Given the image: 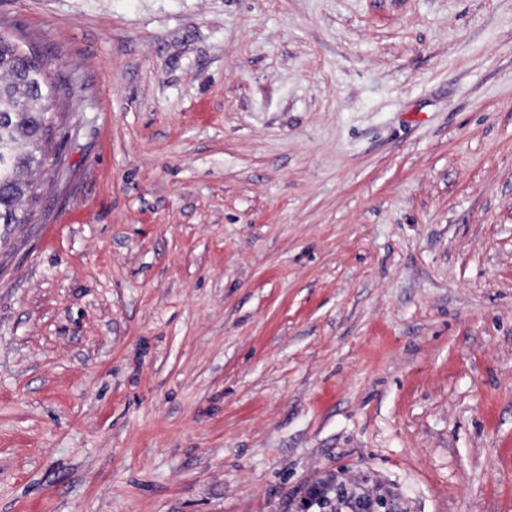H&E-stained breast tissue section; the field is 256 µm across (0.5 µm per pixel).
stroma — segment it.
Listing matches in <instances>:
<instances>
[{"label":"stroma","mask_w":512,"mask_h":512,"mask_svg":"<svg viewBox=\"0 0 512 512\" xmlns=\"http://www.w3.org/2000/svg\"><path fill=\"white\" fill-rule=\"evenodd\" d=\"M70 96L0 234V512H512V0H0ZM345 495L348 507L337 511ZM404 512L398 498L381 484L328 473L307 482L300 490L291 512Z\"/></svg>","instance_id":"35a3bbf8"}]
</instances>
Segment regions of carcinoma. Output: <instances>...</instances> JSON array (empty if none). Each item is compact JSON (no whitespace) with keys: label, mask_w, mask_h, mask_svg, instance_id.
Wrapping results in <instances>:
<instances>
[{"label":"carcinoma","mask_w":512,"mask_h":512,"mask_svg":"<svg viewBox=\"0 0 512 512\" xmlns=\"http://www.w3.org/2000/svg\"><path fill=\"white\" fill-rule=\"evenodd\" d=\"M20 45L14 39L0 38V74L4 101L15 95L30 92L43 95L41 105L32 112L10 115L0 123V224H30L34 219L32 205L39 194L38 184L30 179L34 170L54 175L62 164V157L40 150V145L51 141L55 113L46 108L67 96L62 83L48 76L45 59L28 50L18 53Z\"/></svg>","instance_id":"cac0c4a2"}]
</instances>
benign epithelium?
<instances>
[{
  "label": "benign epithelium",
  "mask_w": 512,
  "mask_h": 512,
  "mask_svg": "<svg viewBox=\"0 0 512 512\" xmlns=\"http://www.w3.org/2000/svg\"><path fill=\"white\" fill-rule=\"evenodd\" d=\"M349 501L344 512H403L398 498L380 484L355 480L343 472L328 473L307 482L291 512H337L340 499Z\"/></svg>",
  "instance_id": "7a95c632"
}]
</instances>
